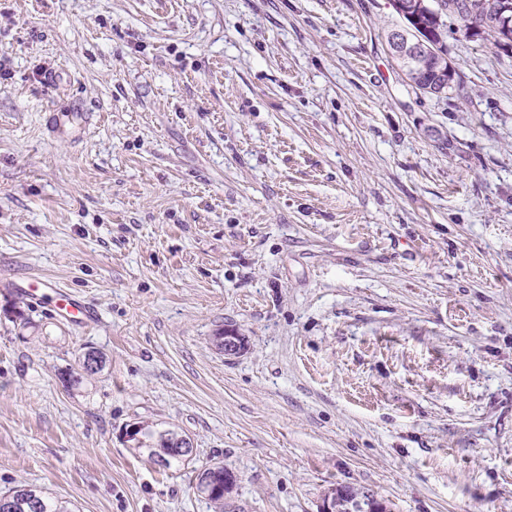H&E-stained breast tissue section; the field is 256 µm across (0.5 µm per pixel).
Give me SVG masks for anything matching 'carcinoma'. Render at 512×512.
<instances>
[{
    "label": "carcinoma",
    "mask_w": 512,
    "mask_h": 512,
    "mask_svg": "<svg viewBox=\"0 0 512 512\" xmlns=\"http://www.w3.org/2000/svg\"><path fill=\"white\" fill-rule=\"evenodd\" d=\"M484 0H427L428 9L419 15V24L424 29L423 36L429 45L427 54L420 61L423 79L413 88L438 98L448 95L456 85V80H448V37L447 21L450 17H458L465 22L470 37L489 42L493 48H503L500 42V31L496 18L485 12ZM65 378V387L78 389L85 379L92 376L84 363L79 369L65 368L58 372ZM143 442L132 452L145 457L152 463L163 459L162 468L169 469L180 466L183 461L166 453L169 430L159 431L153 426L143 425ZM12 510L10 512H71L67 502L52 498L45 491L28 486L12 490Z\"/></svg>",
    "instance_id": "1"
}]
</instances>
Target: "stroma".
I'll list each match as a JSON object with an SVG mask.
<instances>
[{
	"mask_svg": "<svg viewBox=\"0 0 512 512\" xmlns=\"http://www.w3.org/2000/svg\"><path fill=\"white\" fill-rule=\"evenodd\" d=\"M392 0H0V494L75 512H512V48ZM89 303L62 320L31 279ZM237 329L227 359L211 338ZM105 369L58 381L85 348ZM186 435V464L125 428ZM427 14L421 12L418 24L422 25L429 45L427 54L420 61L423 79L415 84L409 83L413 88L438 98L447 96L456 84V72L448 84V74L452 67L448 63V25L450 17H458L465 22L470 37L489 42L490 50L493 48L505 49L500 42V31L496 18L485 12V0H426ZM391 52L394 56L400 57L406 54H418L426 45L422 39L411 38L405 31L397 30L390 38ZM100 368L98 371H92L89 372L82 361V358L79 359V369L75 370L73 368H65L61 369L58 372L59 377H64L65 379V385L67 389H78L81 387V385L84 383L85 379L88 377H91L94 374L100 373L106 364V358L103 353L100 352ZM143 426V442L137 448H130L135 455L146 457L148 461L157 464V459L161 458L166 453L169 446L173 449L175 454L185 460L190 459L195 452L191 440L183 435H170L169 443H167V436L175 431L173 430H156L153 426L139 422ZM138 423H131L125 430L127 440L140 439L139 431L141 427ZM180 458L174 456H166L162 459V468L169 469L172 466H180L185 464ZM226 467L223 462H215L209 466V469L201 474L200 478L196 482V492L199 496H202L213 503L215 512H224V496L228 495L227 491H224V474H218L215 478V482L222 488V491L212 494L209 496H203L210 493L211 489L216 485L214 483V475L220 471H223ZM201 494V495H200ZM13 493L12 510L10 512H71L66 501L52 498L45 491L28 486L18 487ZM37 504L36 508L31 503Z\"/></svg>",
	"mask_w": 512,
	"mask_h": 512,
	"instance_id": "35a3bbf8",
	"label": "stroma"
}]
</instances>
